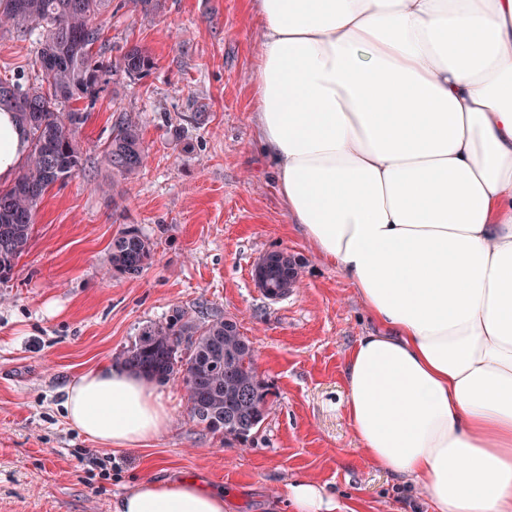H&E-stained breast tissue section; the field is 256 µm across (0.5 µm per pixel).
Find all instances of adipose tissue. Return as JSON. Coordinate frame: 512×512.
<instances>
[{
	"label": "adipose tissue",
	"instance_id": "1",
	"mask_svg": "<svg viewBox=\"0 0 512 512\" xmlns=\"http://www.w3.org/2000/svg\"><path fill=\"white\" fill-rule=\"evenodd\" d=\"M254 122L288 218L342 271L376 331L345 367V413L430 512H512V0H257ZM0 111V179L26 153ZM64 417L135 449L169 414L104 362ZM292 512H354L288 486ZM115 512H224L196 480H140Z\"/></svg>",
	"mask_w": 512,
	"mask_h": 512
}]
</instances>
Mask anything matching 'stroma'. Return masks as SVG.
<instances>
[{
  "label": "stroma",
  "mask_w": 512,
  "mask_h": 512,
  "mask_svg": "<svg viewBox=\"0 0 512 512\" xmlns=\"http://www.w3.org/2000/svg\"><path fill=\"white\" fill-rule=\"evenodd\" d=\"M104 19L106 56L137 43L156 65L139 80L111 78L79 135L85 172L45 196L28 252L0 282V512H115L146 477L224 488V512H290L297 478L357 512H428L419 487L365 456L345 416L347 353L376 325L290 224L261 153L252 0H163L151 21L112 0ZM0 77L43 78L29 41L10 27H0ZM127 113L141 120L148 158L125 179L104 147ZM126 224L155 249L136 278L109 264ZM272 251L301 267L299 287L276 301L252 280ZM176 308L235 318L252 341L268 387L258 431L242 444L205 430L176 382L159 388L170 424L146 446L113 449L69 427L68 384L118 362L143 326Z\"/></svg>",
  "instance_id": "1"
}]
</instances>
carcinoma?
Returning a JSON list of instances; mask_svg holds the SVG:
<instances>
[{"instance_id": "carcinoma-1", "label": "carcinoma", "mask_w": 512, "mask_h": 512, "mask_svg": "<svg viewBox=\"0 0 512 512\" xmlns=\"http://www.w3.org/2000/svg\"><path fill=\"white\" fill-rule=\"evenodd\" d=\"M110 0H0V27L10 25L32 41L35 63L45 83L21 85L0 96V109L14 114L27 135V151L12 181L0 185V280L14 274L30 244L36 214L48 190L84 169L86 154L78 135L112 75H147L151 53L135 43L117 59L105 57L101 19ZM134 10L153 17L161 0H128ZM112 173L139 171L148 154L138 117L124 115L104 148ZM152 242L140 228L123 227L112 239L115 275L135 278L151 265ZM298 264L286 252L265 256L258 288L285 297L298 287ZM255 349L237 321L224 316L197 320L182 309L141 328L122 357L131 372L148 380L182 384L187 409L197 424L240 441L250 438L264 419L267 388L253 368Z\"/></svg>"}]
</instances>
